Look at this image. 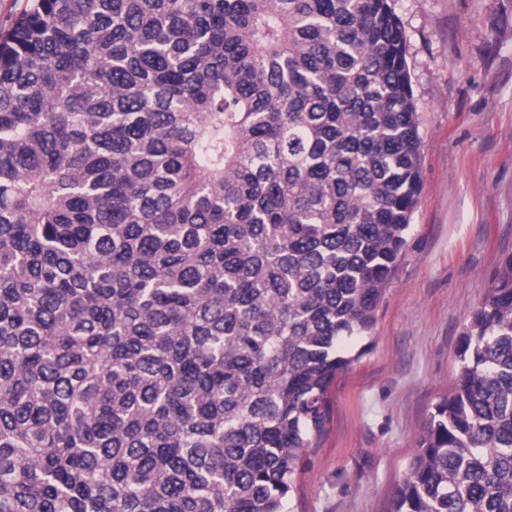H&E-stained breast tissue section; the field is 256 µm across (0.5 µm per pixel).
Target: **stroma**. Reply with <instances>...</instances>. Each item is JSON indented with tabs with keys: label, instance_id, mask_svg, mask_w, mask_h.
I'll return each instance as SVG.
<instances>
[{
	"label": "stroma",
	"instance_id": "35a3bbf8",
	"mask_svg": "<svg viewBox=\"0 0 512 512\" xmlns=\"http://www.w3.org/2000/svg\"><path fill=\"white\" fill-rule=\"evenodd\" d=\"M419 115L421 190L375 311L299 463L290 512H389L459 337L512 253V0H394Z\"/></svg>",
	"mask_w": 512,
	"mask_h": 512
}]
</instances>
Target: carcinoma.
I'll list each match as a JSON object with an SVG mask.
<instances>
[{
    "label": "carcinoma",
    "mask_w": 512,
    "mask_h": 512,
    "mask_svg": "<svg viewBox=\"0 0 512 512\" xmlns=\"http://www.w3.org/2000/svg\"><path fill=\"white\" fill-rule=\"evenodd\" d=\"M391 0H32L0 32V512H288L420 190ZM390 512H512V254Z\"/></svg>",
    "instance_id": "1"
}]
</instances>
